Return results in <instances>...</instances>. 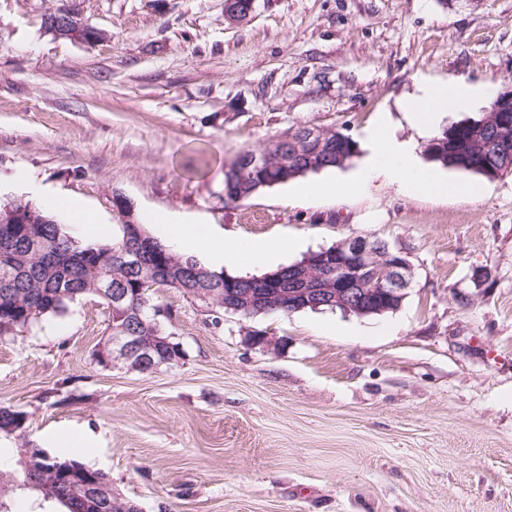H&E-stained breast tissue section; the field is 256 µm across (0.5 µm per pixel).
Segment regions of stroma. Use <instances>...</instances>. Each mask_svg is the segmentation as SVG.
I'll return each mask as SVG.
<instances>
[{"label": "stroma", "instance_id": "1", "mask_svg": "<svg viewBox=\"0 0 512 512\" xmlns=\"http://www.w3.org/2000/svg\"><path fill=\"white\" fill-rule=\"evenodd\" d=\"M57 5L0 0V204L29 201L28 180L104 224L124 201L310 253L376 237L413 278L396 311L362 317L246 319L160 290L183 358L150 373L99 364L108 311L75 301L0 338V406L27 417L0 452L90 433L71 456L142 512H512V175L473 198L379 179L224 202L226 164L301 124L358 141L385 116L425 147L407 97L512 85V0H255L239 24L224 0H80L89 42L45 30Z\"/></svg>", "mask_w": 512, "mask_h": 512}]
</instances>
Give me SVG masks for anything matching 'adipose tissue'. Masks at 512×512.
Wrapping results in <instances>:
<instances>
[{"label":"adipose tissue","instance_id":"adipose-tissue-1","mask_svg":"<svg viewBox=\"0 0 512 512\" xmlns=\"http://www.w3.org/2000/svg\"><path fill=\"white\" fill-rule=\"evenodd\" d=\"M474 94V89L463 82L451 81L422 89L409 101L406 111L415 126L427 129L438 125L446 114L458 111ZM367 140L372 151L356 177V183L361 187H369L381 177L407 190L437 196L476 197L481 193L478 185L448 180L425 166L417 155L415 143L398 140L389 123L374 126L369 130ZM46 203L52 209L67 213L85 241L101 242L111 234L110 225L96 223L91 214L79 209L68 198L50 196ZM145 221L154 226L164 244L195 257L216 273L229 266H275L293 248L292 243L282 240L243 243L218 236L210 227L178 223L161 213L149 214Z\"/></svg>","mask_w":512,"mask_h":512}]
</instances>
